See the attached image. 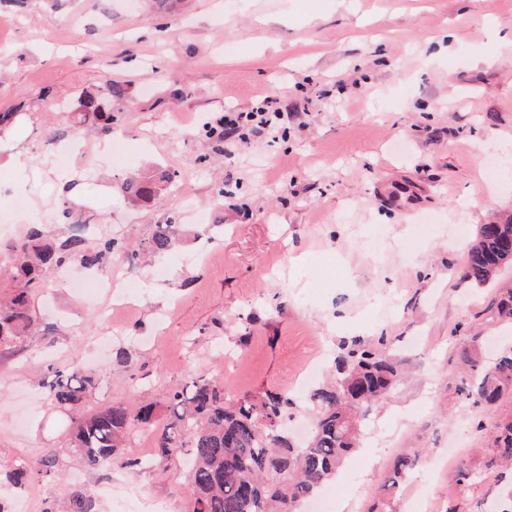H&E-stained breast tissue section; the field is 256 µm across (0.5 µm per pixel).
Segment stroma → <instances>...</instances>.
Instances as JSON below:
<instances>
[{"label":"stroma","mask_w":512,"mask_h":512,"mask_svg":"<svg viewBox=\"0 0 512 512\" xmlns=\"http://www.w3.org/2000/svg\"><path fill=\"white\" fill-rule=\"evenodd\" d=\"M105 67L124 94L100 157L101 137L66 114ZM267 96L291 114L277 142L224 154L203 136L208 117ZM0 111L17 115L0 139V258L28 224L57 237L65 208L130 245L159 224L186 233L143 260L131 306L73 288L69 267L34 293L36 331L0 351V463L51 450L61 472L9 490L11 503L45 512L89 488L97 512L131 498L188 512L181 463L125 465L151 452L148 429L110 468L76 465L78 412L136 401L161 413L193 374L232 397L300 399L319 349L383 336L408 379L322 496L335 512H406L412 499L423 512H504L512 469L482 465L512 399L489 414L455 387L471 337L488 354L512 343L490 289L461 272L475 227L512 212V0H0ZM63 139L85 155L46 166ZM148 167L171 176L170 198L129 206L114 187ZM116 324L122 361L99 346ZM77 360L97 385L79 408L59 406L47 383ZM409 448L417 467L389 488ZM467 468L479 478L462 480Z\"/></svg>","instance_id":"obj_1"}]
</instances>
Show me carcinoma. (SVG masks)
<instances>
[{
	"instance_id": "cac0c4a2",
	"label": "carcinoma",
	"mask_w": 512,
	"mask_h": 512,
	"mask_svg": "<svg viewBox=\"0 0 512 512\" xmlns=\"http://www.w3.org/2000/svg\"><path fill=\"white\" fill-rule=\"evenodd\" d=\"M119 94V86L103 75L95 89L80 95L72 123L93 124L100 133L112 134L116 116L110 104ZM204 130L215 146L224 144V116L210 119ZM170 187V176L148 171L125 180L120 193L132 205L149 204ZM511 241V214L495 224L478 226L464 255V278L479 288L491 286L497 272L512 264ZM176 243L173 224H158L150 238L125 248L112 237L89 240L74 224L59 242L45 238L43 225H28L24 238L11 248L5 293L0 294V350L22 343L32 332L37 316L30 291L52 267L72 260L94 268L117 251L134 266L141 256L163 255ZM495 311L498 319L512 322V289L498 294ZM471 341L459 355L470 374L461 378L456 391L465 401L490 411L502 398L512 396V346L485 365L473 346L477 337ZM382 345V338L376 345L360 339L342 342L334 357V380L312 388L301 405L270 390L231 398L217 382L195 377L188 386L167 393L163 423H158L150 404L112 403L74 420L70 448L82 465L97 469L112 463L132 431L156 425L155 460L168 463L190 456L185 476L190 512H299L300 504L330 481L359 446L365 417L373 406L404 380L402 362ZM94 386V376L78 365L54 372L48 383L53 400L61 406L77 404ZM298 408L310 416L312 426L302 446L290 441L286 428ZM422 452L414 448L396 458L390 487L413 472ZM509 463L512 417L496 424L484 467ZM2 470L12 487L36 478L50 483L58 476L59 460L51 451L35 464L1 462ZM47 512H96V502L91 491L76 490L65 506Z\"/></svg>"
}]
</instances>
